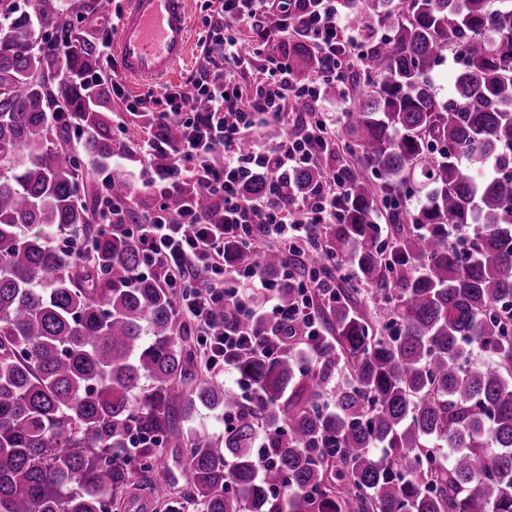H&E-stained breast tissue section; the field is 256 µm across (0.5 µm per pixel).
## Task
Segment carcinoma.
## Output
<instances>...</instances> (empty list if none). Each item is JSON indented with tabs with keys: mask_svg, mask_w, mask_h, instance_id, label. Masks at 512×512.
Returning a JSON list of instances; mask_svg holds the SVG:
<instances>
[{
	"mask_svg": "<svg viewBox=\"0 0 512 512\" xmlns=\"http://www.w3.org/2000/svg\"><path fill=\"white\" fill-rule=\"evenodd\" d=\"M39 3L0 0V512H116L144 485L169 512H512V0H351L366 52L343 128L353 175L309 263L353 275L317 307L332 335L317 358L235 362L255 386L248 406L197 380L175 299L141 274L135 242L93 228L83 167L112 160V97L86 80L97 55L67 26L112 0ZM38 27L66 50L38 45ZM447 52L463 68L441 100L430 74ZM288 57L300 78L322 68L304 36ZM72 127L82 159L65 147ZM330 165L290 173L288 200ZM224 258L283 267L236 240ZM203 408L236 416L223 438L190 425ZM167 444L185 451L182 492L156 477Z\"/></svg>",
	"mask_w": 512,
	"mask_h": 512,
	"instance_id": "carcinoma-1",
	"label": "carcinoma"
}]
</instances>
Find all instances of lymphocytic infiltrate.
<instances>
[{"instance_id":"lymphocytic-infiltrate-1","label":"lymphocytic infiltrate","mask_w":512,"mask_h":512,"mask_svg":"<svg viewBox=\"0 0 512 512\" xmlns=\"http://www.w3.org/2000/svg\"><path fill=\"white\" fill-rule=\"evenodd\" d=\"M347 0H222L207 18L199 40L200 55L186 86L147 92L139 105H151L160 124L175 125L177 142L143 139L144 162L166 154L167 178L190 177L195 198L178 213L164 204L134 223H127L123 201L106 194L112 228L132 238L145 266L159 283L178 295L176 315L193 327L207 370L221 375L239 356L270 357L287 352L297 324H305L306 351L316 352L326 332L316 314L320 300L336 295V272L321 268L305 275L288 273L296 295L287 306L278 299L279 283L258 266L236 267L224 260V244L234 239L256 253L284 252L287 264L305 266L320 224L337 223L350 177L345 167L329 168L307 197L289 204L280 189L284 176L299 168L323 164L336 154L321 90L325 83L347 89V72L363 61L361 45L350 37L345 19ZM305 29L323 67L314 79L297 84L288 55V34ZM264 58L261 77L252 88L241 78L256 58ZM307 99L310 111L296 112L293 100ZM202 100L206 109L194 108ZM289 128L277 141L266 128ZM267 178L265 192L244 196L243 187L258 175ZM222 212L213 223L212 209ZM209 276L198 279V268ZM263 329H256V320Z\"/></svg>"}]
</instances>
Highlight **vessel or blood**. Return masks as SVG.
<instances>
[{
    "instance_id": "obj_1",
    "label": "vessel or blood",
    "mask_w": 512,
    "mask_h": 512,
    "mask_svg": "<svg viewBox=\"0 0 512 512\" xmlns=\"http://www.w3.org/2000/svg\"><path fill=\"white\" fill-rule=\"evenodd\" d=\"M190 0H124L112 51L129 82L170 79L190 51Z\"/></svg>"
}]
</instances>
